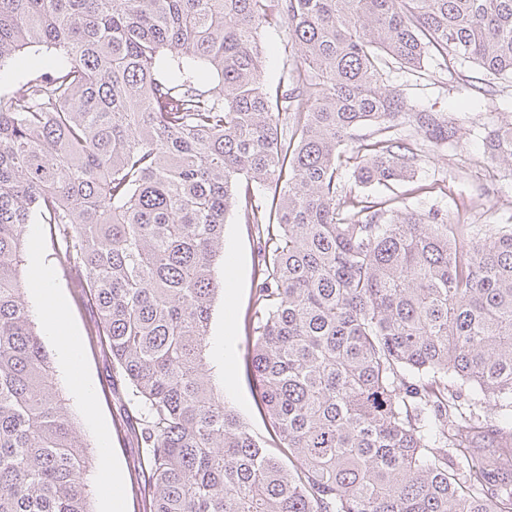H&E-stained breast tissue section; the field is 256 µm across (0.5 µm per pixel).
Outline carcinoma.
<instances>
[{
    "instance_id": "cac0c4a2",
    "label": "carcinoma",
    "mask_w": 512,
    "mask_h": 512,
    "mask_svg": "<svg viewBox=\"0 0 512 512\" xmlns=\"http://www.w3.org/2000/svg\"><path fill=\"white\" fill-rule=\"evenodd\" d=\"M278 7L296 61L269 89L266 0H0V80L53 51L0 92V512H94L91 450L25 299L30 224L66 241L142 407L148 512H512V228L478 236L341 180L414 171L401 119L458 142L384 72L437 57L512 83V0ZM486 146L512 163V125ZM234 208L259 242L251 377L276 453L209 364ZM465 391L498 423L462 415ZM37 48L39 47H35L33 50L27 52L25 57L26 64L23 68L11 67L10 80L13 85H18L19 82H22L43 70L49 54L45 52V48L35 52V49Z\"/></svg>"
}]
</instances>
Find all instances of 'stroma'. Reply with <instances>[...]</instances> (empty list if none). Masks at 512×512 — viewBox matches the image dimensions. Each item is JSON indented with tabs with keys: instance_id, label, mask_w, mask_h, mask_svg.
<instances>
[{
	"instance_id": "stroma-1",
	"label": "stroma",
	"mask_w": 512,
	"mask_h": 512,
	"mask_svg": "<svg viewBox=\"0 0 512 512\" xmlns=\"http://www.w3.org/2000/svg\"><path fill=\"white\" fill-rule=\"evenodd\" d=\"M265 46L264 81L275 87L295 66L286 51L288 25L272 18L262 31ZM472 63L444 70L438 60H428L423 72L388 69L385 84L399 87L420 109H431L451 118L460 128L455 149L424 153L416 175L373 190V197L391 198L400 208L427 213L437 210L456 219L465 215L477 228L495 224L512 226V165L489 164L483 154L486 134L512 122V83L497 85L493 96L478 100L476 90L465 87V79L477 76ZM61 244L52 242L44 225H29L26 231L25 271L34 278H48L61 301V318L52 320L36 290L26 292L35 322L55 366V379L67 399L80 436L93 452L91 490L95 512H106L111 486L102 474L118 469L124 512H144L147 489L137 461L143 453L133 421L140 409L130 400L129 389L101 339L92 332L96 316L83 298L78 275L64 270L56 255ZM224 249L234 257L230 266L218 268L224 294L216 302L211 331L210 365L224 380V398L248 423L255 434L270 440L269 425L259 409V395L247 370L249 344L245 317L252 302L255 283L253 264L257 254L255 235L239 212H230L224 229ZM75 346L77 358L65 363L62 344Z\"/></svg>"
}]
</instances>
